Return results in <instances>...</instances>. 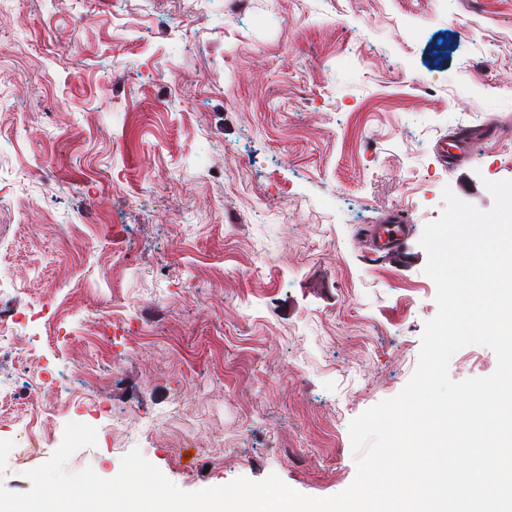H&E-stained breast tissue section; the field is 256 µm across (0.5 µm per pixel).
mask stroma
I'll list each match as a JSON object with an SVG mask.
<instances>
[{"mask_svg":"<svg viewBox=\"0 0 512 512\" xmlns=\"http://www.w3.org/2000/svg\"><path fill=\"white\" fill-rule=\"evenodd\" d=\"M512 180V0H11L0 8V309L35 305L34 350L0 356V440L40 356L106 400L66 469L132 450L195 492L277 475L325 498L353 482L349 424L414 373L437 313L423 266L371 256L394 211L411 243L457 172ZM60 319L51 336L43 323ZM469 345L451 379L490 375ZM0 484L63 440L65 417ZM438 148L443 156V162L445 164H448L449 158L453 161L455 170H465L463 163L458 160L467 151L466 141L464 139H459L455 142L452 139H448V136H444L438 141ZM452 150L457 152H452Z\"/></svg>","mask_w":512,"mask_h":512,"instance_id":"35a3bbf8","label":"stroma"}]
</instances>
